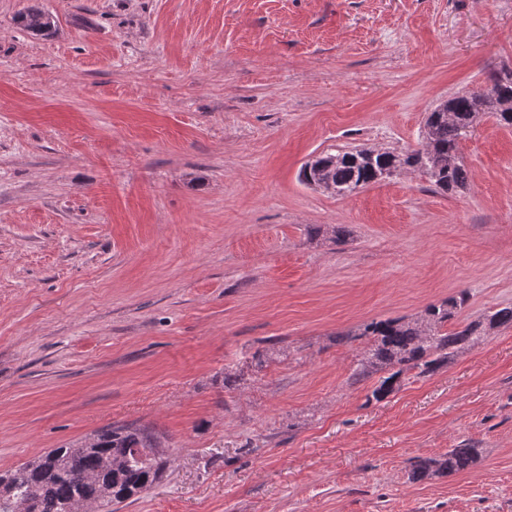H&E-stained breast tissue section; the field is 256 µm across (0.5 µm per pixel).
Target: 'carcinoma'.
Segmentation results:
<instances>
[{"label": "carcinoma", "instance_id": "cac0c4a2", "mask_svg": "<svg viewBox=\"0 0 512 512\" xmlns=\"http://www.w3.org/2000/svg\"><path fill=\"white\" fill-rule=\"evenodd\" d=\"M20 28L34 35L49 36L55 31L54 18L40 9L17 15ZM475 91H464L448 99V111L428 112L421 148L406 153L353 147L337 154H324L311 167H303L301 181L307 185L321 180L335 184L336 195L345 197L383 180L389 169L399 165L426 174L443 192L466 187L468 172L460 156V145L475 131L486 115L512 128V73L493 76L482 94V109H475ZM462 290L439 304L427 306L416 319H385L366 323L355 334L341 337L350 343L366 341V349L355 375L384 373L372 391L376 399L392 393L403 375L417 370L431 374L448 363L458 351L478 343L499 328L512 326V307L489 311L480 319L454 322L467 302ZM157 438L150 431L133 426L103 429L94 435L90 448L61 446L32 462L0 475V512H69L75 500L97 512H112L122 503L160 481L167 461L156 452ZM478 457L475 448H451L439 459H421L412 465L411 479L452 476L472 466Z\"/></svg>", "mask_w": 512, "mask_h": 512}]
</instances>
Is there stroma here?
<instances>
[{
	"mask_svg": "<svg viewBox=\"0 0 512 512\" xmlns=\"http://www.w3.org/2000/svg\"><path fill=\"white\" fill-rule=\"evenodd\" d=\"M507 67L512 0H0V474L132 425L169 468L117 512H512V327L381 400L339 340L512 306V129L454 193L300 179ZM16 22L20 28L34 35L49 36L55 31L54 18L50 16V13L40 9L20 12ZM478 457L475 448H451L439 459H421L412 465V480H423L430 476H452L472 466Z\"/></svg>",
	"mask_w": 512,
	"mask_h": 512,
	"instance_id": "35a3bbf8",
	"label": "stroma"
}]
</instances>
